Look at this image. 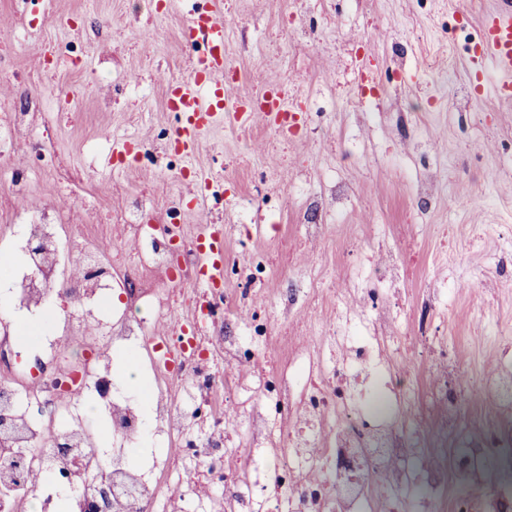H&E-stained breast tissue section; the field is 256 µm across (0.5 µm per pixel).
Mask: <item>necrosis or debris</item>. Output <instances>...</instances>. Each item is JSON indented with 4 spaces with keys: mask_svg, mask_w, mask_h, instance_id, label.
I'll return each instance as SVG.
<instances>
[{
    "mask_svg": "<svg viewBox=\"0 0 512 512\" xmlns=\"http://www.w3.org/2000/svg\"><path fill=\"white\" fill-rule=\"evenodd\" d=\"M51 128L32 129L30 162L0 172V185L21 195L39 167L52 165ZM12 251L23 262L10 278L14 309L42 315L66 300L46 324L34 352L17 346L11 320L0 319V512H264L268 499L285 512H512V489L495 487L472 501H416L423 481L438 488L474 485L491 450L512 460V363L488 370L481 387L492 397L491 434L459 444L468 433L469 392L456 361L430 333L448 310V286L431 289L412 335L381 304L403 277L399 258L376 266L357 317H337L322 336L289 333L270 369H260L286 298H251L252 313L236 335L224 317L236 312L243 288L200 285L196 237L171 208L163 225L131 224L133 251L96 250L90 234L37 210L19 219ZM80 255L79 277L66 275ZM126 304L106 313L115 291ZM176 330L155 337L152 324ZM96 328L98 337L87 336ZM134 347L144 368L113 385L112 350ZM243 403L244 421L228 411ZM430 417L437 432L414 441L411 428ZM112 437L103 449L99 424ZM158 451L150 466L132 462L142 445ZM49 479L31 489L26 474ZM195 482H183L185 472Z\"/></svg>",
    "mask_w": 512,
    "mask_h": 512,
    "instance_id": "1",
    "label": "necrosis or debris"
}]
</instances>
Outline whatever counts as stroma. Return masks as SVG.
I'll return each mask as SVG.
<instances>
[{
  "instance_id": "obj_1",
  "label": "stroma",
  "mask_w": 512,
  "mask_h": 512,
  "mask_svg": "<svg viewBox=\"0 0 512 512\" xmlns=\"http://www.w3.org/2000/svg\"><path fill=\"white\" fill-rule=\"evenodd\" d=\"M192 2L167 0L138 15L129 0H0V41L29 78L23 87L0 79V104L40 101L61 161L29 195L0 200V225L37 204L70 224L105 225L98 250H131L126 225L162 224L180 197L184 224L256 226L248 241L226 236L224 248L244 265L270 254L262 293L334 284L312 322L316 336L335 320L338 295L364 288L378 255H397L416 266L385 309L407 326L426 288L452 284L441 338L466 376L490 369L512 347V335L486 325L492 313L512 320V284L502 279L512 254V105L495 100L498 76L472 60L466 41L496 0H208L224 22V61L237 73L238 97L277 78L300 107L302 130L284 138L260 119L243 131L227 115L177 168L163 136L172 127L165 93L168 81L190 73L182 29ZM34 15L36 29L11 40ZM76 30L87 58L47 60V48L64 46ZM479 83L476 99L470 90ZM135 85L145 95L124 97ZM66 95L68 118L55 109ZM127 137L153 162L115 170L89 151H111ZM204 174L223 189L221 201L200 205L190 195ZM427 178L435 191L418 198L416 185ZM309 196L323 202L315 238L302 227ZM397 224L417 225L412 245L394 234Z\"/></svg>"
}]
</instances>
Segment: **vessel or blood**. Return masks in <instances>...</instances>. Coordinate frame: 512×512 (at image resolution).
<instances>
[{"label":"vessel or blood","instance_id":"vessel-or-blood-1","mask_svg":"<svg viewBox=\"0 0 512 512\" xmlns=\"http://www.w3.org/2000/svg\"><path fill=\"white\" fill-rule=\"evenodd\" d=\"M183 37L190 47H201L193 60L190 76L168 82L166 109L181 115V121L168 141L170 148L183 156H192L200 134L233 107L239 126L252 122L255 112L272 114L283 111L285 104L275 99L261 109L245 106L231 92L234 84L224 65V23L213 12L198 11L190 15ZM480 59L491 61L500 79L495 88L496 98L512 103V0H498L495 11L484 20L482 34L475 46ZM198 257L206 282L224 277V236L215 229L204 230L198 236Z\"/></svg>","mask_w":512,"mask_h":512}]
</instances>
